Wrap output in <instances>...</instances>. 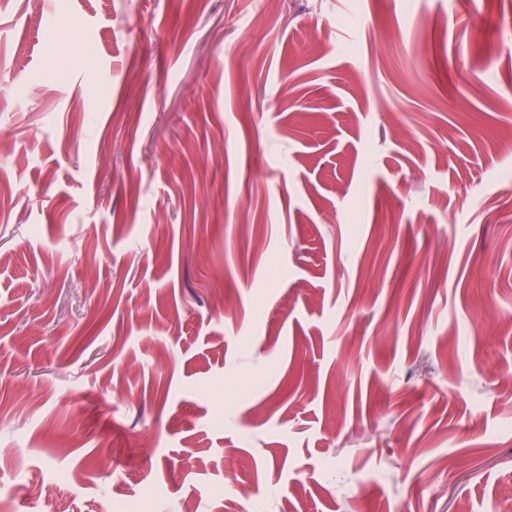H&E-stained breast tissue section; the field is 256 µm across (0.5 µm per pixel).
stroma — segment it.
I'll return each instance as SVG.
<instances>
[{
  "mask_svg": "<svg viewBox=\"0 0 512 512\" xmlns=\"http://www.w3.org/2000/svg\"><path fill=\"white\" fill-rule=\"evenodd\" d=\"M0 0V512H512V0Z\"/></svg>",
  "mask_w": 512,
  "mask_h": 512,
  "instance_id": "obj_1",
  "label": "stroma"
}]
</instances>
